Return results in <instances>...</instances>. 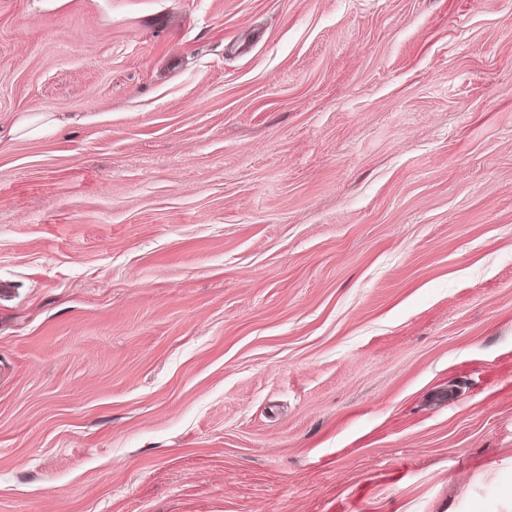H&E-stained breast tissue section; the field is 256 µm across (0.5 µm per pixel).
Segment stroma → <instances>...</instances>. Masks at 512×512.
<instances>
[{"instance_id":"1","label":"stroma","mask_w":512,"mask_h":512,"mask_svg":"<svg viewBox=\"0 0 512 512\" xmlns=\"http://www.w3.org/2000/svg\"><path fill=\"white\" fill-rule=\"evenodd\" d=\"M0 512H512V0H0Z\"/></svg>"}]
</instances>
